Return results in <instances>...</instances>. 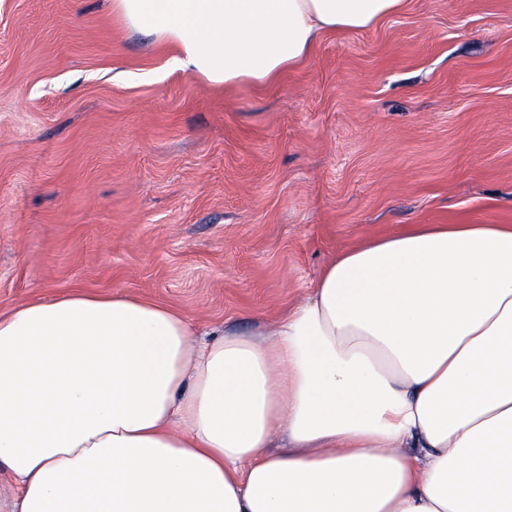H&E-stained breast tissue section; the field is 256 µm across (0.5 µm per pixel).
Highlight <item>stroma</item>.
I'll list each match as a JSON object with an SVG mask.
<instances>
[{
    "mask_svg": "<svg viewBox=\"0 0 512 512\" xmlns=\"http://www.w3.org/2000/svg\"><path fill=\"white\" fill-rule=\"evenodd\" d=\"M111 0H0V308L132 292L202 333L343 249L512 224V0H407L274 82L211 84Z\"/></svg>",
    "mask_w": 512,
    "mask_h": 512,
    "instance_id": "35a3bbf8",
    "label": "stroma"
}]
</instances>
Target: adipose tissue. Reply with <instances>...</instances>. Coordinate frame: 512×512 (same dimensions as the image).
<instances>
[{
  "label": "adipose tissue",
  "instance_id": "1",
  "mask_svg": "<svg viewBox=\"0 0 512 512\" xmlns=\"http://www.w3.org/2000/svg\"><path fill=\"white\" fill-rule=\"evenodd\" d=\"M406 0H112L211 84L263 85ZM0 512H512V225L337 253L256 330L72 291L0 311Z\"/></svg>",
  "mask_w": 512,
  "mask_h": 512
}]
</instances>
